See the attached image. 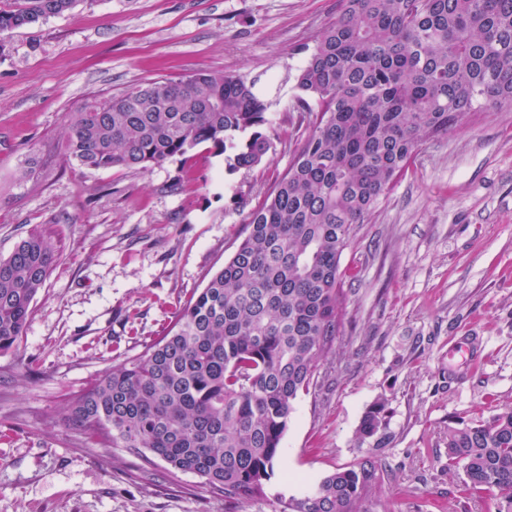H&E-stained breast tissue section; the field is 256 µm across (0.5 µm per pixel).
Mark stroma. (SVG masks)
Masks as SVG:
<instances>
[{
	"instance_id": "obj_1",
	"label": "stroma",
	"mask_w": 512,
	"mask_h": 512,
	"mask_svg": "<svg viewBox=\"0 0 512 512\" xmlns=\"http://www.w3.org/2000/svg\"><path fill=\"white\" fill-rule=\"evenodd\" d=\"M337 0H79L0 35V257L29 229L59 260L18 351L0 352V512H279L375 462L370 512H496L448 477V424L512 403V112L427 141L344 250L340 334L295 403L265 497L232 503L160 460L92 448L65 403L140 356L246 235L310 132L295 77ZM192 72L256 80L260 165L198 147L149 171L65 164L66 120L98 94ZM384 403V425L358 431Z\"/></svg>"
}]
</instances>
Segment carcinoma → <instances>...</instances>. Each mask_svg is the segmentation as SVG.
Instances as JSON below:
<instances>
[{"mask_svg": "<svg viewBox=\"0 0 512 512\" xmlns=\"http://www.w3.org/2000/svg\"><path fill=\"white\" fill-rule=\"evenodd\" d=\"M79 0H0V34ZM296 76L313 128L251 211L247 234L170 329L67 405L93 448L159 458L236 502L265 495L299 394L339 335L340 258L426 140L481 109L512 110V0H339ZM257 80L197 72L87 101L67 120L65 161L148 170L203 144L228 168L262 162L268 106ZM251 131L248 138L236 135ZM56 248L32 228L0 257V351L18 348ZM366 412L362 438L383 425ZM448 468L512 512V406L448 425ZM377 468H338L280 512H369Z\"/></svg>", "mask_w": 512, "mask_h": 512, "instance_id": "1", "label": "carcinoma"}]
</instances>
